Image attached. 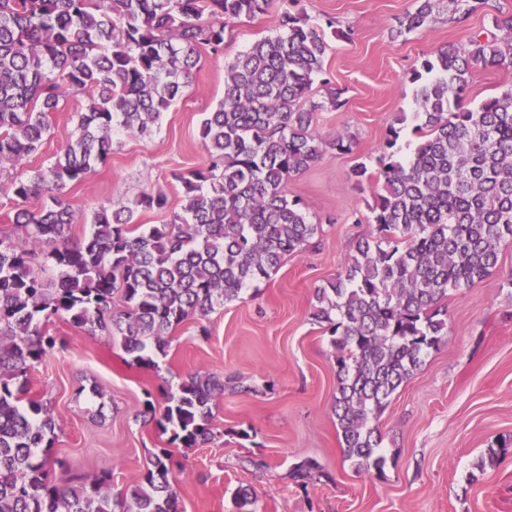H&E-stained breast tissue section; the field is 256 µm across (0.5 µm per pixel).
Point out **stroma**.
<instances>
[{
	"mask_svg": "<svg viewBox=\"0 0 512 512\" xmlns=\"http://www.w3.org/2000/svg\"><path fill=\"white\" fill-rule=\"evenodd\" d=\"M284 5L233 29L224 54L203 56L183 98L152 138L124 132L112 153L62 196L75 210L74 237L91 230L102 205H128L144 192H163L169 205L137 215L141 224L168 223L183 204L177 174L208 161L200 124L224 95V67L278 26ZM317 24L333 19L324 62L328 85L345 105L318 112L324 135L349 134L351 152L327 151L310 169L289 179V197L301 198L322 231L288 257L269 278L240 299L189 320L172 333L165 355L146 368L132 364L119 343L91 336L66 322L51 330L56 346L27 373L32 395L57 423L52 453L73 476L111 473L120 492L140 482L149 458L167 448L182 465L175 490L182 512H236L239 488L254 490L258 512H512V243L499 248L496 272L448 294V337L390 398L375 425L382 435V472L357 470L344 457L336 425V359L324 326L311 319L315 291L343 274L358 237L374 226L375 184L356 187L350 174L374 166L388 126L406 121L397 148L409 153L417 138L414 86L409 71L426 55L490 28L489 13H512V0H489L466 26L452 22L448 0H436L427 26L399 33L413 0H304ZM350 31L343 39L342 31ZM85 100L70 97L50 118L51 130L33 168L49 166L76 129ZM208 336H200V327ZM224 380L212 407L211 436L193 448L173 443L145 415L161 405V391L177 389L188 374ZM508 445L490 458V449ZM316 460L322 479L298 486L291 467Z\"/></svg>",
	"mask_w": 512,
	"mask_h": 512,
	"instance_id": "obj_1",
	"label": "stroma"
}]
</instances>
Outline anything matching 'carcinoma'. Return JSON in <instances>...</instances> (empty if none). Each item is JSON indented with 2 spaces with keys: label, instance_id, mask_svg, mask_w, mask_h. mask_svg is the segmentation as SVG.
<instances>
[{
  "label": "carcinoma",
  "instance_id": "obj_1",
  "mask_svg": "<svg viewBox=\"0 0 512 512\" xmlns=\"http://www.w3.org/2000/svg\"><path fill=\"white\" fill-rule=\"evenodd\" d=\"M273 0H0V159L14 163L9 192L15 237L0 235V512H180L172 455L159 449L143 480L112 495L109 474L71 485L56 475L55 419L24 398L27 373L56 345L50 325L65 320L95 336H116L131 362L155 364L173 329L240 298L322 225L288 179L326 148L348 152L350 136L313 128L315 113L344 106L324 85L329 45L300 0H288L279 33L254 41L225 67L224 96L200 127L207 166L176 175L181 212L167 224L135 223L139 211L164 209L161 192L131 205L103 206L93 231L74 239L71 206L58 191L84 181L112 153V131L147 138L184 95L202 53L220 56L232 29L267 12ZM459 23L482 0H448ZM434 0H415L399 20L426 26ZM417 61L410 71L421 124L411 153L398 155L401 114L378 149L377 171L359 163L358 186L376 181L374 231L356 240L345 273L316 290L311 313L327 323L336 350L334 408L344 456L381 471L385 458L372 425L391 396L448 336V292L491 275L499 246L512 241V88L462 106L473 70L512 66V13ZM81 96L74 135L55 162L29 169L60 101ZM43 199L37 209L27 207ZM123 309L112 310L114 296ZM224 380L189 375L163 393L153 417L172 441L192 448L210 435L211 405ZM318 465L296 463L298 485Z\"/></svg>",
  "mask_w": 512,
  "mask_h": 512
}]
</instances>
